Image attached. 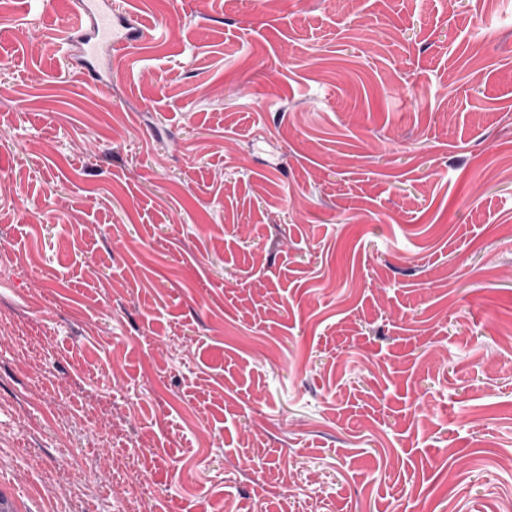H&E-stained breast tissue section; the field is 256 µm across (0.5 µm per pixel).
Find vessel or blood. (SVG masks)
I'll use <instances>...</instances> for the list:
<instances>
[{"mask_svg":"<svg viewBox=\"0 0 512 512\" xmlns=\"http://www.w3.org/2000/svg\"><path fill=\"white\" fill-rule=\"evenodd\" d=\"M142 33V28L132 22L124 29H117L110 12L91 8L87 0H74L73 21L67 27L66 40L80 54L108 57L140 38Z\"/></svg>","mask_w":512,"mask_h":512,"instance_id":"obj_1","label":"vessel or blood"}]
</instances>
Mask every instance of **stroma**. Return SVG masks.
Returning <instances> with one entry per match:
<instances>
[{
  "label": "stroma",
  "instance_id": "obj_1",
  "mask_svg": "<svg viewBox=\"0 0 512 512\" xmlns=\"http://www.w3.org/2000/svg\"><path fill=\"white\" fill-rule=\"evenodd\" d=\"M0 11V472L32 512L512 502V0ZM73 22L67 26V44L74 46L83 56H106L112 62L113 55L143 34L142 28L131 20L120 32L112 23L110 12L92 9L88 1H73Z\"/></svg>",
  "mask_w": 512,
  "mask_h": 512
}]
</instances>
